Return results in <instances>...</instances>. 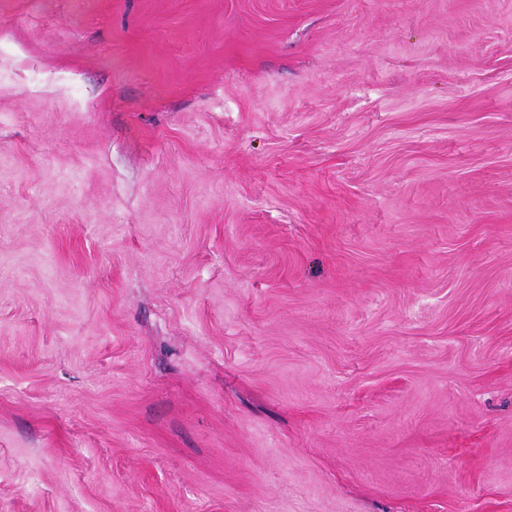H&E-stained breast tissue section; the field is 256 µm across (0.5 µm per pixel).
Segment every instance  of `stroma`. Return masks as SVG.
Segmentation results:
<instances>
[{
  "label": "stroma",
  "mask_w": 512,
  "mask_h": 512,
  "mask_svg": "<svg viewBox=\"0 0 512 512\" xmlns=\"http://www.w3.org/2000/svg\"><path fill=\"white\" fill-rule=\"evenodd\" d=\"M0 512H512V0H0Z\"/></svg>",
  "instance_id": "1"
}]
</instances>
